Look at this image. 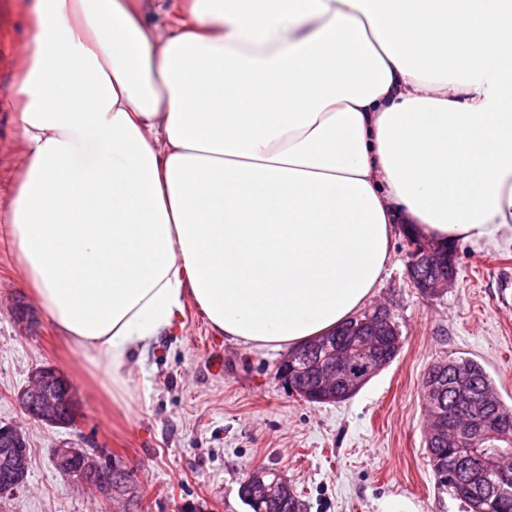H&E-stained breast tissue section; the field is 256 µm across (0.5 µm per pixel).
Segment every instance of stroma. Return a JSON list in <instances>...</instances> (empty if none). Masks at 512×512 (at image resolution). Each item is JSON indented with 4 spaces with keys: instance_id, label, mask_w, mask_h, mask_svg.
<instances>
[{
    "instance_id": "obj_1",
    "label": "stroma",
    "mask_w": 512,
    "mask_h": 512,
    "mask_svg": "<svg viewBox=\"0 0 512 512\" xmlns=\"http://www.w3.org/2000/svg\"><path fill=\"white\" fill-rule=\"evenodd\" d=\"M23 32L22 0H0V425L22 429L30 452L26 485L0 498V512H251L240 487L257 468L279 472L306 512H399L407 501L419 512H464L438 489L429 463L422 379L437 360L472 357L512 407V240L455 241L454 284L425 297L410 285L397 234L373 303L388 308L402 348L346 401H304L276 377L283 351L216 334L191 303L182 328L111 384L43 314L25 326L12 311L29 296L3 234L21 160L9 103ZM42 365L75 387L80 414L71 426L34 422L14 399ZM64 444L107 453L139 500H110L58 473L53 450Z\"/></svg>"
}]
</instances>
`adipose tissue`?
Wrapping results in <instances>:
<instances>
[{
  "label": "adipose tissue",
  "instance_id": "ef3b65f1",
  "mask_svg": "<svg viewBox=\"0 0 512 512\" xmlns=\"http://www.w3.org/2000/svg\"><path fill=\"white\" fill-rule=\"evenodd\" d=\"M27 0L5 233L112 381L193 302L295 349L357 313L396 225L512 236V0Z\"/></svg>",
  "mask_w": 512,
  "mask_h": 512
}]
</instances>
